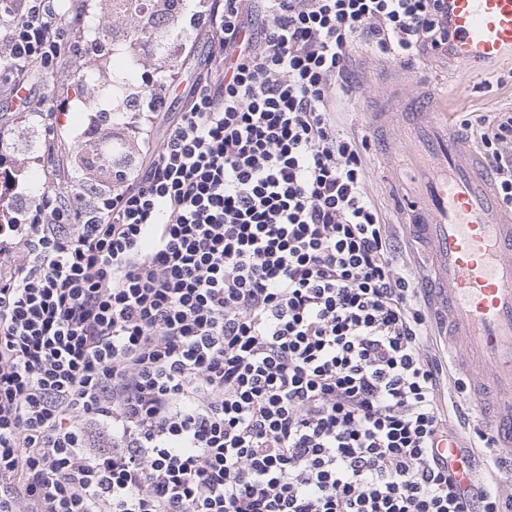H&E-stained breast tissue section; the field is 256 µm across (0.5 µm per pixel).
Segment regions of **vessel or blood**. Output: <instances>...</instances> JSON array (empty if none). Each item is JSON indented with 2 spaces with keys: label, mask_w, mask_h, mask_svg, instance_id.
<instances>
[{
  "label": "vessel or blood",
  "mask_w": 512,
  "mask_h": 512,
  "mask_svg": "<svg viewBox=\"0 0 512 512\" xmlns=\"http://www.w3.org/2000/svg\"><path fill=\"white\" fill-rule=\"evenodd\" d=\"M448 24L461 61L492 63L512 55V0H448ZM391 92L369 120L390 148L396 125L426 176L409 209V233L432 259L423 281L457 352L456 368L472 405L512 476V215L502 213L492 173L453 134L434 89L412 86L395 67L365 70Z\"/></svg>",
  "instance_id": "vessel-or-blood-1"
}]
</instances>
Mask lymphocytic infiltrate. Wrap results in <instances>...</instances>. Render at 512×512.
<instances>
[{"instance_id":"lymphocytic-infiltrate-1","label":"lymphocytic infiltrate","mask_w":512,"mask_h":512,"mask_svg":"<svg viewBox=\"0 0 512 512\" xmlns=\"http://www.w3.org/2000/svg\"><path fill=\"white\" fill-rule=\"evenodd\" d=\"M62 0H0V72L35 93ZM148 165L0 208V512H512L436 441L426 299L341 132L356 40L452 51L448 0H212ZM512 212V111L457 118Z\"/></svg>"}]
</instances>
